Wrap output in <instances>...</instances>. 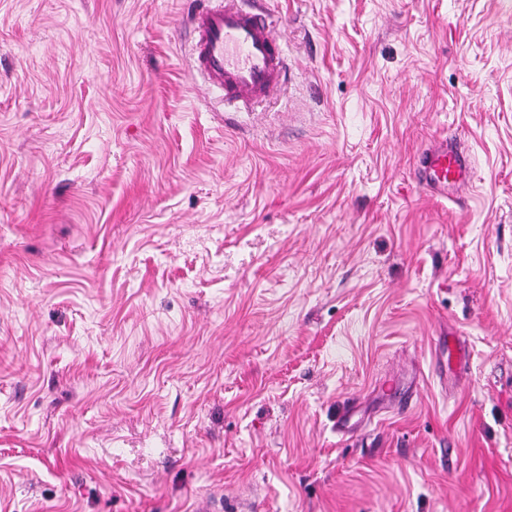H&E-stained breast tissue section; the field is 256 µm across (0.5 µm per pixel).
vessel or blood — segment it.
<instances>
[{"instance_id": "vessel-or-blood-1", "label": "vessel or blood", "mask_w": 512, "mask_h": 512, "mask_svg": "<svg viewBox=\"0 0 512 512\" xmlns=\"http://www.w3.org/2000/svg\"><path fill=\"white\" fill-rule=\"evenodd\" d=\"M196 39L194 59L227 102L248 108L282 91L287 64L284 42L266 13L245 9L241 0H198L189 16ZM420 185L434 194L468 184L472 161L452 135L432 143L417 163Z\"/></svg>"}]
</instances>
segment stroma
<instances>
[{
	"mask_svg": "<svg viewBox=\"0 0 512 512\" xmlns=\"http://www.w3.org/2000/svg\"><path fill=\"white\" fill-rule=\"evenodd\" d=\"M193 2L0 0V512H512V0ZM198 1L189 24L196 35L195 65L207 81L240 108L281 92L287 64L276 22L266 13L246 10L241 0ZM420 185L430 193L448 194V188L465 186L472 175V161L460 147V138L451 135L432 143L419 156Z\"/></svg>",
	"mask_w": 512,
	"mask_h": 512,
	"instance_id": "stroma-1",
	"label": "stroma"
}]
</instances>
